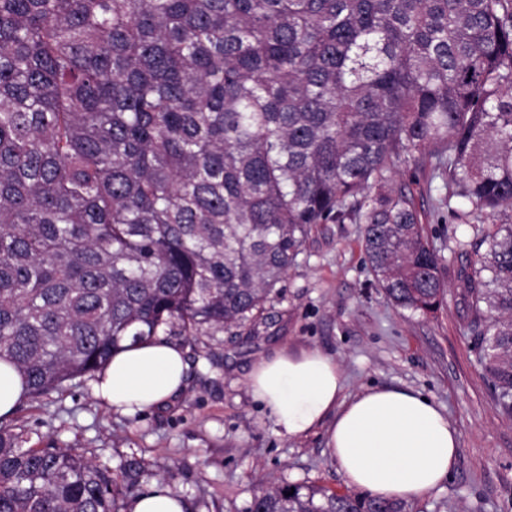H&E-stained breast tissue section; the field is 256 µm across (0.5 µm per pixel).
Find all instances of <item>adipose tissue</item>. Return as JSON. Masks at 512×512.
Returning a JSON list of instances; mask_svg holds the SVG:
<instances>
[{
	"mask_svg": "<svg viewBox=\"0 0 512 512\" xmlns=\"http://www.w3.org/2000/svg\"><path fill=\"white\" fill-rule=\"evenodd\" d=\"M188 371L181 346L160 339L128 345L113 355L93 392L132 415L183 392ZM247 385L288 437L325 428L340 472L373 498H420L455 470L460 433L436 404L421 393L389 387L346 397L338 363L319 350L261 358Z\"/></svg>",
	"mask_w": 512,
	"mask_h": 512,
	"instance_id": "1",
	"label": "adipose tissue"
}]
</instances>
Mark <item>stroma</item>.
<instances>
[{
  "label": "stroma",
  "instance_id": "1",
  "mask_svg": "<svg viewBox=\"0 0 512 512\" xmlns=\"http://www.w3.org/2000/svg\"><path fill=\"white\" fill-rule=\"evenodd\" d=\"M392 185L413 197L430 242L447 260V295L435 313L387 303L373 285L361 225L317 224L261 314L238 329L177 337L190 371L174 403L122 415L96 399L87 381L24 402L13 420L31 429L35 447L75 448L115 469L143 460L153 478L140 492L163 483L186 512H247L255 490L271 483L361 498L364 490L333 460L324 429L288 438L247 385L260 357L316 348L337 360L346 395L374 386L413 389L459 428L452 476L403 503V512H512V418L497 406L478 362L466 308L470 256L490 218H457L458 198L428 163L396 167Z\"/></svg>",
  "mask_w": 512,
  "mask_h": 512
}]
</instances>
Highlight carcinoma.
I'll return each instance as SVG.
<instances>
[{"mask_svg": "<svg viewBox=\"0 0 512 512\" xmlns=\"http://www.w3.org/2000/svg\"><path fill=\"white\" fill-rule=\"evenodd\" d=\"M493 218L473 348L512 417V0H0V359L37 399L125 341L241 326L314 224L364 225L389 303L447 286L399 164ZM0 420V512H119L143 464ZM247 512H400L302 485Z\"/></svg>", "mask_w": 512, "mask_h": 512, "instance_id": "carcinoma-1", "label": "carcinoma"}]
</instances>
